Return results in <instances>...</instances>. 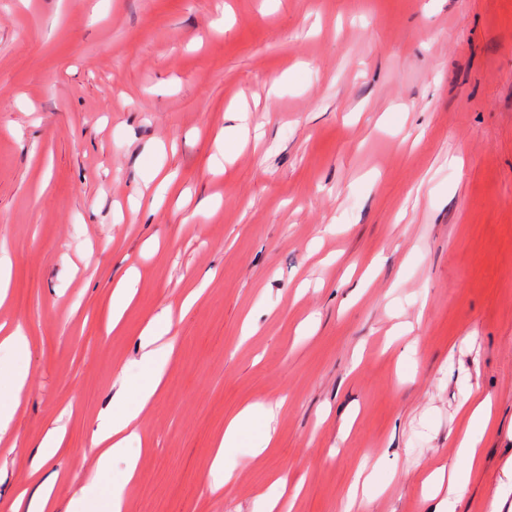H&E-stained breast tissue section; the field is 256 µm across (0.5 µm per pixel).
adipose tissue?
I'll use <instances>...</instances> for the list:
<instances>
[{
	"label": "adipose tissue",
	"instance_id": "adipose-tissue-1",
	"mask_svg": "<svg viewBox=\"0 0 512 512\" xmlns=\"http://www.w3.org/2000/svg\"><path fill=\"white\" fill-rule=\"evenodd\" d=\"M170 323L171 317L166 314L151 321L142 330L139 338L140 363L148 369V378L146 381L127 386L122 394L114 397L111 414L100 419L93 433V445L100 450L96 460L100 473H108L113 460L117 458L126 462V478H133L136 473L138 460L130 455L129 445L139 439L142 431L141 414L155 400L164 382L171 353L164 337ZM280 408L281 405L277 402L252 404L245 406L227 420L223 435L215 443L217 451L212 466L214 473L223 474L225 449L235 447L253 422L258 421L262 424L258 438L259 447H268L275 438L274 422ZM490 408V397L474 399L468 409L470 429L456 443L460 464L448 473L436 470L425 479L423 486L428 499L435 502L442 487L446 485L456 491L465 487L469 473L481 460L478 440L473 431L488 426L491 418ZM433 512H444V508L435 502Z\"/></svg>",
	"mask_w": 512,
	"mask_h": 512
}]
</instances>
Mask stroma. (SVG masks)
<instances>
[{"instance_id":"35a3bbf8","label":"stroma","mask_w":512,"mask_h":512,"mask_svg":"<svg viewBox=\"0 0 512 512\" xmlns=\"http://www.w3.org/2000/svg\"><path fill=\"white\" fill-rule=\"evenodd\" d=\"M237 104L264 136L228 163ZM0 247V341L29 342L0 345L28 374L0 512L46 483L45 512L93 484L127 512H257L283 475L290 512H429L421 479L457 467L478 393L451 508L505 491L512 512V0H0ZM194 291L137 476L101 475L92 433L143 375L141 330ZM280 399L275 442L227 449L216 486L226 419ZM134 276L135 271L131 268L116 282V285L112 290V299L108 318V323L109 326L112 325V330H115L120 325L123 315L133 299L134 289L132 281ZM490 408L491 398L487 395L483 398L477 396L468 409V429L456 443L460 465L448 475V484L455 491H461L465 487L469 473L480 463L481 455L477 447L479 440L473 431L476 428L484 430L488 426L491 418Z\"/></svg>"}]
</instances>
